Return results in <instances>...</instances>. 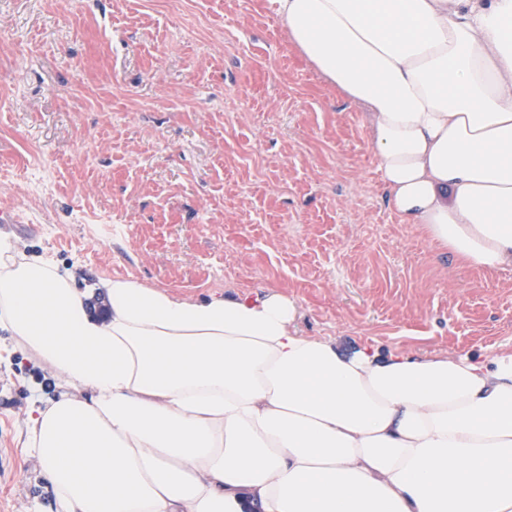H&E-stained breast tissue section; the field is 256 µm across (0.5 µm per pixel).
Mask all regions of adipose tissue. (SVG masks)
Returning a JSON list of instances; mask_svg holds the SVG:
<instances>
[{
  "label": "adipose tissue",
  "instance_id": "1",
  "mask_svg": "<svg viewBox=\"0 0 512 512\" xmlns=\"http://www.w3.org/2000/svg\"><path fill=\"white\" fill-rule=\"evenodd\" d=\"M364 112L388 203L463 266L512 268V0H269ZM66 273L0 237V331L82 396L24 447L56 512H512V353L378 361L299 335L293 305L189 303Z\"/></svg>",
  "mask_w": 512,
  "mask_h": 512
}]
</instances>
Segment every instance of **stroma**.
Instances as JSON below:
<instances>
[{"instance_id": "obj_1", "label": "stroma", "mask_w": 512, "mask_h": 512, "mask_svg": "<svg viewBox=\"0 0 512 512\" xmlns=\"http://www.w3.org/2000/svg\"><path fill=\"white\" fill-rule=\"evenodd\" d=\"M0 223L104 318L126 278L201 302L293 303L350 354L512 353V269L431 249L384 200L363 113L267 0H0ZM69 387L0 332V512H55L23 443Z\"/></svg>"}]
</instances>
